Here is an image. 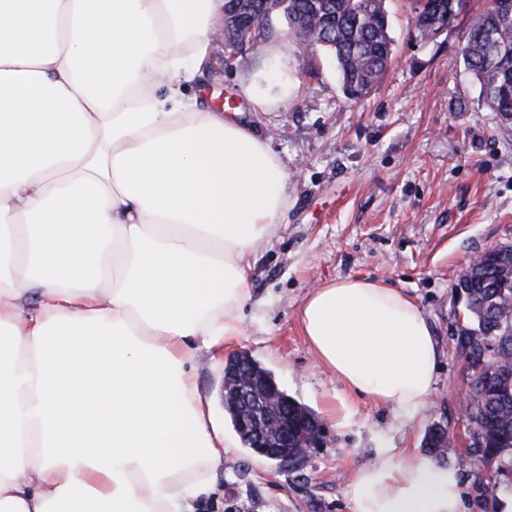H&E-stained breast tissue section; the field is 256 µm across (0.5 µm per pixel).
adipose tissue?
Masks as SVG:
<instances>
[{
    "instance_id": "obj_1",
    "label": "adipose tissue",
    "mask_w": 512,
    "mask_h": 512,
    "mask_svg": "<svg viewBox=\"0 0 512 512\" xmlns=\"http://www.w3.org/2000/svg\"><path fill=\"white\" fill-rule=\"evenodd\" d=\"M223 6L0 0V512H194L224 463L189 367L243 335L288 193L253 127L183 100ZM298 318L347 392L426 407L439 348L401 290L332 281ZM348 496L461 512L457 469L389 446Z\"/></svg>"
}]
</instances>
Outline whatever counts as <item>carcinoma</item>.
<instances>
[{"label":"carcinoma","instance_id":"obj_1","mask_svg":"<svg viewBox=\"0 0 512 512\" xmlns=\"http://www.w3.org/2000/svg\"><path fill=\"white\" fill-rule=\"evenodd\" d=\"M288 36L307 38V47L329 51L336 59L346 97H364L386 70L394 39L386 0H282ZM414 30L424 39L442 24L468 11L469 0H412ZM254 0H233L226 6L230 20L253 15ZM461 55L479 86L484 103L496 112L502 127L512 129V6L485 0L469 20ZM454 288L464 303L459 332L467 369L474 378L464 406L474 424L475 463L496 473H512V245H504L472 260ZM314 413L295 400L288 404V421L298 424ZM301 427L288 449V466L296 468L309 450ZM425 445L444 457L448 440L435 426Z\"/></svg>","mask_w":512,"mask_h":512}]
</instances>
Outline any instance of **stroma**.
<instances>
[{"label":"stroma","mask_w":512,"mask_h":512,"mask_svg":"<svg viewBox=\"0 0 512 512\" xmlns=\"http://www.w3.org/2000/svg\"><path fill=\"white\" fill-rule=\"evenodd\" d=\"M394 59L362 99H348L335 58L288 41L283 17L266 24L260 49L225 65L213 44L185 95L211 111L232 107L254 123L287 175L285 224L261 246L249 273L244 334L223 357L199 352L193 374L232 445L196 512H350L347 480L380 440L403 458L425 457L432 425L451 438L462 512H503L512 475L461 465L474 431L463 400L470 376L454 333L462 316L457 275L489 249L512 244V132L496 126L463 64L468 25L459 16L431 41L413 34L411 0H387ZM269 109L253 112L251 95ZM361 277L401 289L422 309L439 346L434 392L407 421L354 398L318 365L298 309L314 286ZM239 353L271 371L281 390L320 419L324 439L295 468L255 455L224 407V365Z\"/></svg>","instance_id":"stroma-1"}]
</instances>
